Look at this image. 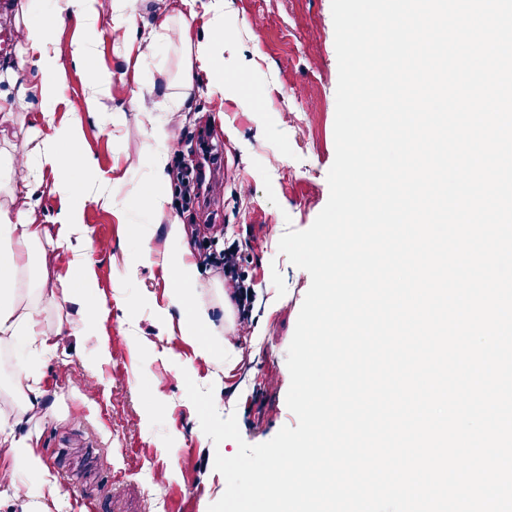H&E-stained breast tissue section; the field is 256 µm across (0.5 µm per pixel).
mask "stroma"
<instances>
[{
  "label": "stroma",
  "mask_w": 512,
  "mask_h": 512,
  "mask_svg": "<svg viewBox=\"0 0 512 512\" xmlns=\"http://www.w3.org/2000/svg\"><path fill=\"white\" fill-rule=\"evenodd\" d=\"M54 9V0H0V63L14 58L15 13L36 24ZM196 10L193 44L223 53L225 72L241 74L246 83L222 92L197 84L189 114L136 112L129 103L137 86L151 90L155 102L180 93L179 47L157 45L132 67L127 46L103 22L88 66L61 59L66 80L55 126L70 122L71 104L88 93L93 70L110 72L113 81L110 111L82 115L81 147L94 167L71 174L86 198L78 244L89 256L88 293L98 314L79 335L60 337L52 354L0 342V360L8 365L0 371V417L14 412L10 368L35 371L46 391V413L35 420L37 451L61 493L53 499L32 485L30 512H208L226 487L214 456L234 455L237 445L214 446L203 432L186 395L189 378L213 386L217 411L235 415L248 444L297 424L286 404V357L311 277L279 253L278 242L284 232L310 227L329 199L338 81L331 0H197ZM216 11L224 19L220 43L205 23ZM41 111L40 99L28 98L14 136L0 139V153L33 152L28 131L43 127ZM292 112L314 113L317 148L297 147ZM154 127L173 130V147L184 159L198 156L199 132L221 155L215 179L223 193L199 198L180 221L204 236L217 233L214 250L243 251L254 290L248 334L230 327L226 283L205 268L191 293L210 324L200 335L181 334L185 314L172 302V275L162 263L169 226L157 223L133 193L152 178L159 143L147 132ZM101 191L111 206L94 202ZM0 197L33 209L38 223L57 229L61 201L49 181L6 185ZM203 340L231 341L235 359L202 358Z\"/></svg>",
  "instance_id": "obj_1"
}]
</instances>
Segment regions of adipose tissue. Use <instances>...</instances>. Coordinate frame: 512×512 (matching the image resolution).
Segmentation results:
<instances>
[{
	"label": "adipose tissue",
	"mask_w": 512,
	"mask_h": 512,
	"mask_svg": "<svg viewBox=\"0 0 512 512\" xmlns=\"http://www.w3.org/2000/svg\"><path fill=\"white\" fill-rule=\"evenodd\" d=\"M81 18L87 29H96L100 22H107L114 37L130 40L139 35L142 43L153 46L156 42L189 48L188 32L195 22V15H162L157 26L146 33H138L136 22V0H57V6L49 19L42 24L28 22L16 24L12 31L16 55L14 62L0 66V80L7 82L11 97L0 99V134L7 125L13 124L19 109L28 97H40L44 114H51L53 103L64 81L59 49L50 47L48 37L70 15ZM32 65L41 75L39 84L25 81L21 69ZM206 80L216 89L224 87V57L209 50L198 48L196 54L188 56L180 78L181 95L166 97L162 102L164 111L180 112L185 108L187 92L193 90L197 80ZM94 91L90 96L73 106L74 118L62 128L40 138L34 155L22 158L10 157L0 160V183L27 184L32 173L51 174L53 190L62 199L64 206L58 216L56 233H49L45 225L36 223L30 212L14 208L11 203L0 202V340L19 336L39 338L41 346H48L51 335H63L64 326H57L54 333L41 328L40 311L28 300L27 291H34L66 304L77 305L80 320H87L93 310L85 296L90 276V263L85 253L76 252L75 259L66 275L51 274L40 259L44 240H51L58 249L73 250V237L81 226L83 202L76 196L75 186L65 176V168L88 172L93 164L79 150L83 136L79 119L83 112H105L112 100V75L104 71L92 74ZM153 138L160 140L162 147L153 157L154 175L149 186L136 189L154 218L169 224L170 244L165 259L175 273L173 302L181 308H190L191 314L185 330L194 335L198 327L208 324L205 307L193 305L188 294L197 276V268L188 258L185 247L186 233L178 217L168 210V200L161 190L169 166L168 141L172 132L159 129ZM12 383L21 396V402L11 417L0 419V445L11 448L14 456L22 459L32 477L43 475L40 455L35 451L37 437L27 426L41 410L44 392L40 379L21 368L12 371Z\"/></svg>",
	"instance_id": "adipose-tissue-1"
}]
</instances>
